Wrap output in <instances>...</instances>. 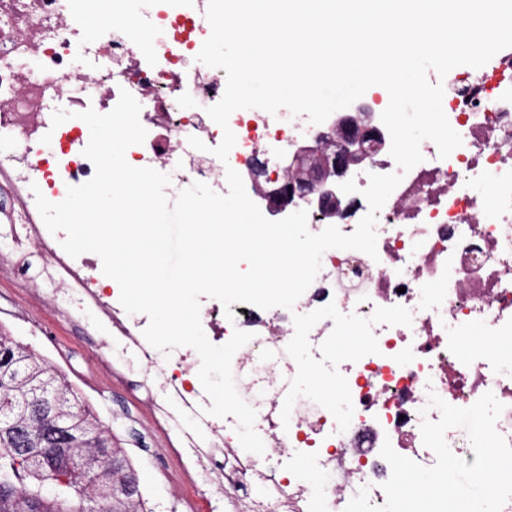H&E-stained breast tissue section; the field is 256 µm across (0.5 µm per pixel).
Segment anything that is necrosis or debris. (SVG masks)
Instances as JSON below:
<instances>
[{
    "instance_id": "obj_1",
    "label": "necrosis or debris",
    "mask_w": 512,
    "mask_h": 512,
    "mask_svg": "<svg viewBox=\"0 0 512 512\" xmlns=\"http://www.w3.org/2000/svg\"><path fill=\"white\" fill-rule=\"evenodd\" d=\"M207 5L112 0L118 23L91 28L73 0H0V183L11 195L0 270L13 273L31 305L49 301L59 320L105 328L111 343L94 361L108 378L153 373V421L178 431L169 452L194 464L184 486L202 480L237 491L233 512H345L362 490L384 505L391 467L383 443L421 466L436 462L421 433L423 420L440 418L429 405L433 393L459 408L493 394L504 406L495 429L512 443V47L477 75L446 76L451 91L442 108L462 144L443 159L433 141L421 143L422 162L402 173L378 214L376 257L327 250L290 310L239 303L229 321L219 300L201 297L207 338L222 345L234 330L252 335L231 368L239 396L256 412L263 454L242 449L235 417L208 414L196 350L149 345L147 316L124 309L101 258L70 257L64 232L48 230L36 194L57 203L68 187L93 177L80 114L109 113L121 91L140 104L147 131L127 154L138 167L164 164L171 199L196 182L227 193V169L242 171L261 153L277 170L292 144L318 132L307 116L284 108L240 109L229 117L236 143L227 160L212 154L222 129L207 113L182 109L189 98L218 103L226 89L224 70L197 67L211 33ZM59 110L70 117L56 126ZM193 137L205 150L190 146ZM398 171L382 148L351 172L358 190L347 210L329 222L311 219L309 231L333 225L353 233L369 210L361 193L369 174ZM33 250L46 261L42 292L22 271ZM475 327L496 337L495 346L473 350L467 332ZM351 333L359 344L340 352V339ZM257 482L263 502L240 498Z\"/></svg>"
}]
</instances>
